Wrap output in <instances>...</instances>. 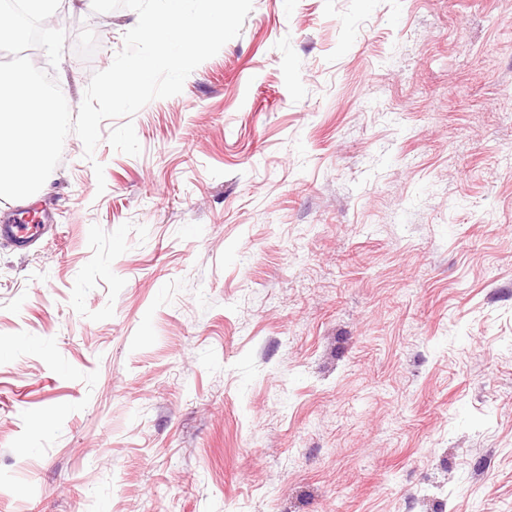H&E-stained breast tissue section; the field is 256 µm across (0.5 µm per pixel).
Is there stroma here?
Segmentation results:
<instances>
[{
    "label": "stroma",
    "instance_id": "1",
    "mask_svg": "<svg viewBox=\"0 0 512 512\" xmlns=\"http://www.w3.org/2000/svg\"><path fill=\"white\" fill-rule=\"evenodd\" d=\"M132 123L0 241V512H512V0H253Z\"/></svg>",
    "mask_w": 512,
    "mask_h": 512
}]
</instances>
